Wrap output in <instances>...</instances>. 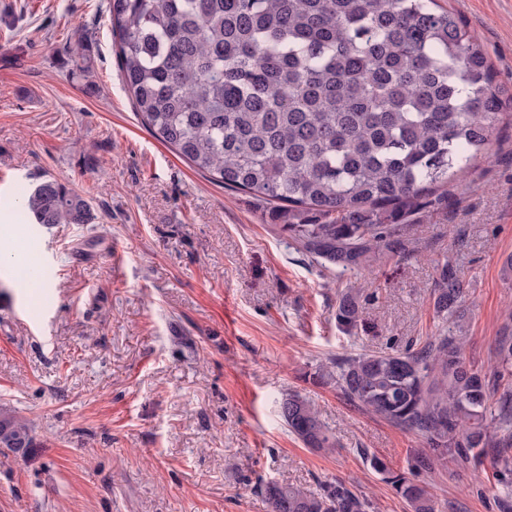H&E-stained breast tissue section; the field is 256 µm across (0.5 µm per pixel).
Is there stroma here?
<instances>
[{"mask_svg": "<svg viewBox=\"0 0 512 512\" xmlns=\"http://www.w3.org/2000/svg\"><path fill=\"white\" fill-rule=\"evenodd\" d=\"M512 86V0H439ZM92 204L88 224L43 227L16 210L48 178ZM465 190L402 224L369 276L313 262L272 207L196 172L142 124L115 52L108 0H0V212L15 216L0 265V407L33 446L0 448V512H268L270 480H340L377 512H410L365 462L411 470L424 435L313 377L336 359L421 348L445 322L444 262L468 287L466 364L495 368L512 320V125ZM42 269L41 282L18 277ZM355 290L364 326L336 324ZM311 400L335 443L305 447L278 400ZM442 512H502L496 466L416 473Z\"/></svg>", "mask_w": 512, "mask_h": 512, "instance_id": "1", "label": "stroma"}]
</instances>
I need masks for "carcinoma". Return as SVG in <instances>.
I'll return each instance as SVG.
<instances>
[{"label": "carcinoma", "mask_w": 512, "mask_h": 512, "mask_svg": "<svg viewBox=\"0 0 512 512\" xmlns=\"http://www.w3.org/2000/svg\"><path fill=\"white\" fill-rule=\"evenodd\" d=\"M109 14L123 83L152 136L225 188L282 205L283 231L318 264L344 271L371 272L369 254L392 246L397 221L464 179L512 102L477 38L438 0H110ZM26 206L45 227L93 219L88 200L55 179ZM434 294L438 315L462 328L467 287L451 263ZM362 321L359 297L342 294L337 325L353 333ZM496 362L491 378L468 368L460 338L443 334L417 352L338 359L322 377L426 436L439 461L478 466L495 449L508 510L512 388L494 415L502 440L486 421L512 377L511 324ZM279 415L306 447H333L309 399L285 395ZM32 442L29 422L0 408V448L20 453ZM362 454L412 512H439L424 486ZM431 458L417 457L415 469ZM261 494L269 512L375 510L341 481L315 492L268 481Z\"/></svg>", "instance_id": "1"}]
</instances>
